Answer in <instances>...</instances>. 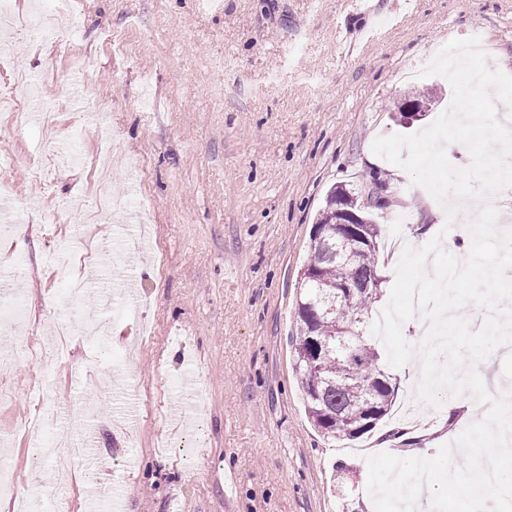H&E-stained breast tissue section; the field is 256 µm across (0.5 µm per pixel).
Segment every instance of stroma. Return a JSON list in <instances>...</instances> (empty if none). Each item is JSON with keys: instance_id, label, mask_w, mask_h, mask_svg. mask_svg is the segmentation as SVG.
<instances>
[{"instance_id": "1", "label": "stroma", "mask_w": 512, "mask_h": 512, "mask_svg": "<svg viewBox=\"0 0 512 512\" xmlns=\"http://www.w3.org/2000/svg\"><path fill=\"white\" fill-rule=\"evenodd\" d=\"M375 2L394 22L374 45L356 38L354 0H82L55 39L13 31L0 84L27 73L40 88L34 106L57 111L56 127L31 117L0 130L13 154L1 196L17 212L0 228V269H17L0 289L22 290L28 308L15 332L0 334V350L20 355L13 394L0 399V437L10 440L20 490L65 495L77 512L100 478L86 459L65 470L33 460L39 432L29 420L45 406L57 412V441L95 437L125 512H374L368 455L422 435L436 449L463 431L443 411L399 431L421 377L409 364L394 371L386 431L326 438L293 370L299 278L327 191L391 174L371 146L406 134L392 117L405 94H433L418 131L450 105L444 77L401 83L397 72L477 32L494 47L489 67L512 74V0ZM88 53L94 69L76 73L73 61ZM103 134L114 144L112 182L133 211L100 224L50 223L72 198L93 197ZM50 140L67 161L39 197L33 169ZM390 188L391 204L375 214L383 265L393 239L420 247L445 224L441 205L410 178ZM144 224L148 246L118 275L115 226L134 235ZM63 245L89 281L72 317L100 324L111 340L74 338L58 358L50 333L67 291L49 255ZM125 286L148 299L144 316L116 320L98 307L99 292ZM30 345L41 362L23 359ZM89 400L97 413L84 421L76 410ZM338 461L359 471L345 495L332 478Z\"/></svg>"}]
</instances>
